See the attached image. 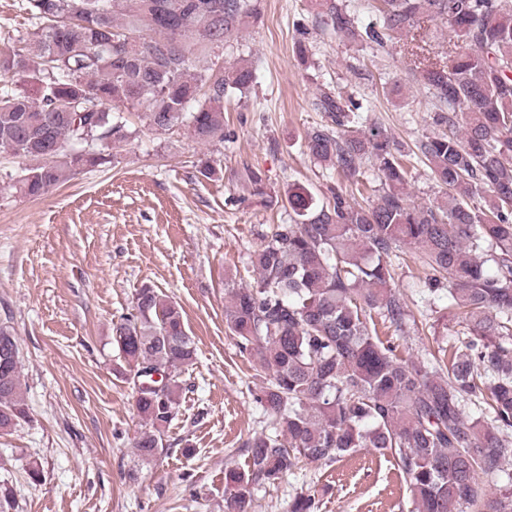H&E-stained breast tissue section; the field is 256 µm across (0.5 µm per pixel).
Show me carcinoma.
Returning a JSON list of instances; mask_svg holds the SVG:
<instances>
[{
    "mask_svg": "<svg viewBox=\"0 0 512 512\" xmlns=\"http://www.w3.org/2000/svg\"><path fill=\"white\" fill-rule=\"evenodd\" d=\"M318 24L353 43L406 52L428 45L426 20L460 43L452 63L421 68L439 131L418 150L445 196L410 203L403 151L362 125L363 104L328 85L326 121L305 137L318 165L379 195L362 206L340 188L320 202L285 198L288 221L253 252L254 284L230 286L224 321L265 383L257 401L271 431L245 444L244 467L224 469L227 512H248L255 490L305 460L329 464L358 448L391 456L412 512H512V489L479 482L512 467V0H373L366 17L347 0H316ZM35 32L0 50V151L28 161L15 182L38 198L81 168L116 159L133 132L121 116L144 106L157 132L187 127L197 143L224 141V109L255 73L214 49L258 18L254 0H27ZM205 60L201 71L190 67ZM267 202L265 173L248 169ZM409 245L431 280H448L457 319L448 357H403L378 337L375 317L404 330L407 305L391 285L390 255ZM119 372L133 385L141 431L134 460L151 463L179 412L180 377L196 349L181 307L152 285L113 324ZM11 327L0 323V431L28 415ZM157 374L161 380L154 381ZM299 494L288 512H315Z\"/></svg>",
    "mask_w": 512,
    "mask_h": 512,
    "instance_id": "obj_1",
    "label": "carcinoma"
}]
</instances>
